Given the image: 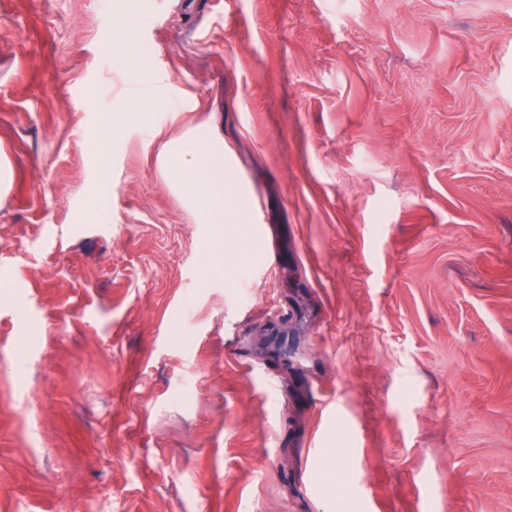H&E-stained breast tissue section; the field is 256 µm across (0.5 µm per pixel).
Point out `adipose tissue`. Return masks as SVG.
Segmentation results:
<instances>
[{
	"label": "adipose tissue",
	"instance_id": "ef3b65f1",
	"mask_svg": "<svg viewBox=\"0 0 512 512\" xmlns=\"http://www.w3.org/2000/svg\"><path fill=\"white\" fill-rule=\"evenodd\" d=\"M156 164L181 191L199 223L222 227L224 238L238 243L235 251L221 246L208 250L211 272L234 269L239 257L251 252L255 237L247 227L243 198L233 192L236 176L224 162V138L217 126L207 120L165 140Z\"/></svg>",
	"mask_w": 512,
	"mask_h": 512
}]
</instances>
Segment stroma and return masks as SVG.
Returning a JSON list of instances; mask_svg holds the SVG:
<instances>
[{"label": "stroma", "instance_id": "1", "mask_svg": "<svg viewBox=\"0 0 512 512\" xmlns=\"http://www.w3.org/2000/svg\"><path fill=\"white\" fill-rule=\"evenodd\" d=\"M124 2L0 0V512H512V0ZM132 18L133 14L131 12L125 15V21L120 27L114 42L116 53L124 58V62L128 64H132L134 61L132 55L135 37ZM113 119L112 113L102 114L100 121L92 129L91 137L88 140V144L94 151L99 166L104 172L108 171L111 160L112 137L115 133ZM156 164L160 173L181 191L198 216V223L222 227L224 239L235 240L241 256L251 252L254 233L247 228L249 220L243 196L233 193L236 176L224 164V137L212 120L165 140ZM238 251L226 250L224 244L208 250L210 271L226 274L234 269Z\"/></svg>", "mask_w": 512, "mask_h": 512}]
</instances>
